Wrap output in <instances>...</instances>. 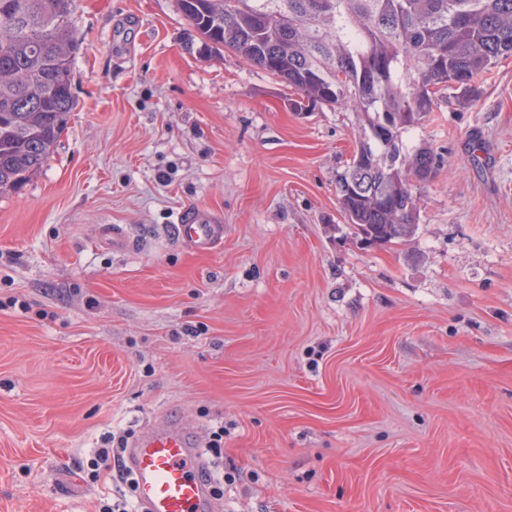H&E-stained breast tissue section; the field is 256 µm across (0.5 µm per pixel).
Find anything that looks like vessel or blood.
<instances>
[{
    "label": "vessel or blood",
    "mask_w": 512,
    "mask_h": 512,
    "mask_svg": "<svg viewBox=\"0 0 512 512\" xmlns=\"http://www.w3.org/2000/svg\"><path fill=\"white\" fill-rule=\"evenodd\" d=\"M176 229L186 248L200 252L210 251L224 233L223 225L196 207L178 213ZM125 465L144 512H214L210 488L201 475L205 461L194 427L161 417L128 448Z\"/></svg>",
    "instance_id": "b4317fda"
}]
</instances>
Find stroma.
<instances>
[{"label": "stroma", "instance_id": "stroma-1", "mask_svg": "<svg viewBox=\"0 0 512 512\" xmlns=\"http://www.w3.org/2000/svg\"><path fill=\"white\" fill-rule=\"evenodd\" d=\"M74 23L68 128L0 195V512L131 497L91 460L168 413L223 426L221 512H512V57L403 135L444 161L414 236L366 246L336 191L360 113L200 56L177 0ZM180 242L189 249L207 252L222 238L224 226L196 207L182 209L176 219Z\"/></svg>", "mask_w": 512, "mask_h": 512}]
</instances>
